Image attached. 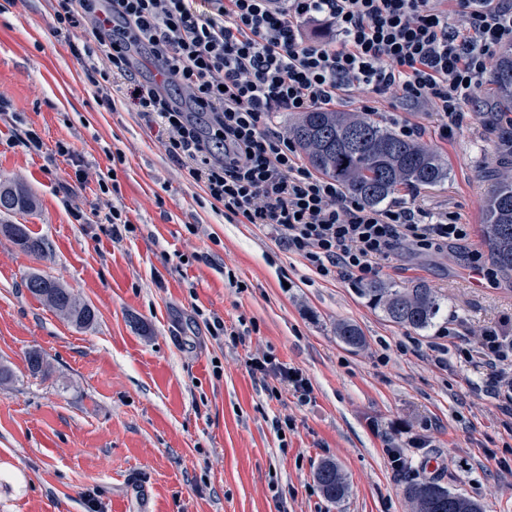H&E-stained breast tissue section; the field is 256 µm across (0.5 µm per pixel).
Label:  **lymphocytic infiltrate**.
Listing matches in <instances>:
<instances>
[{
    "mask_svg": "<svg viewBox=\"0 0 512 512\" xmlns=\"http://www.w3.org/2000/svg\"><path fill=\"white\" fill-rule=\"evenodd\" d=\"M50 0L63 29L108 39L81 58L101 101L132 97L162 126L166 154L202 186L211 205L269 226L324 279L376 276L400 246L432 250L466 241L459 215L407 202L369 206L307 168L293 142L270 130L275 112L347 101L361 111L398 99L428 105L453 136L479 112L478 91L496 48L512 40V0ZM315 24L332 31L311 40ZM164 70L178 100L137 60ZM458 358L479 369L477 388L512 418V332L492 326L470 340L452 327Z\"/></svg>",
    "mask_w": 512,
    "mask_h": 512,
    "instance_id": "obj_1",
    "label": "lymphocytic infiltrate"
}]
</instances>
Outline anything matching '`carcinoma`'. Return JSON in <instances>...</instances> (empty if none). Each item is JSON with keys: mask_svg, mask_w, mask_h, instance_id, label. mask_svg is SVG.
Returning a JSON list of instances; mask_svg holds the SVG:
<instances>
[{"mask_svg": "<svg viewBox=\"0 0 512 512\" xmlns=\"http://www.w3.org/2000/svg\"><path fill=\"white\" fill-rule=\"evenodd\" d=\"M488 85L487 109L491 112L490 131L495 137L496 166L481 170V177L491 182L483 234L492 266L503 277L512 278V125L497 121L498 116L512 113V40L500 45ZM287 135L311 168L370 206L381 205L402 190L417 192L448 179V166L432 146L396 132L367 112L317 108L295 112L288 122ZM32 208L33 200L25 190L0 184L1 210L23 212ZM0 232L25 252H42L41 242L22 224H1ZM26 288L76 325L88 326L95 320L94 309L59 287L52 277L33 274L27 279ZM361 293L393 323L416 331L430 329L442 305V296L422 282L399 288L374 281ZM336 336L348 347L364 346L361 330L352 323L337 324ZM315 477L327 501L336 504L346 497L348 485L334 461H322ZM405 495L414 512H483L480 504L425 479L408 482Z\"/></svg>", "mask_w": 512, "mask_h": 512, "instance_id": "1", "label": "carcinoma"}]
</instances>
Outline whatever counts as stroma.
<instances>
[{"label": "stroma", "instance_id": "35a3bbf8", "mask_svg": "<svg viewBox=\"0 0 512 512\" xmlns=\"http://www.w3.org/2000/svg\"><path fill=\"white\" fill-rule=\"evenodd\" d=\"M75 41L55 31L49 0L0 13V182L36 203L0 212V225H26L45 244L34 256L0 234V364L13 373L0 384V512H412L405 480L418 476L484 512H512V419L471 366L451 352L438 367L432 351L438 327L458 321L474 339L512 318V280L490 273L476 287L467 275L472 262L491 266L484 114L448 140L436 113L413 115L449 177L403 201L469 226L465 242L404 246L381 264L379 280L443 295L434 328L419 332L370 305L356 278H319L269 227L213 209L132 101L101 104ZM31 131L40 147L26 146ZM60 142L73 157L57 154ZM76 157L93 175L82 187ZM111 176L118 192L99 199L98 179ZM106 202L133 234L112 239L93 214ZM34 273L58 279L95 321L49 309L25 286ZM340 322L360 328L362 349L338 339ZM33 351L48 373L31 375ZM263 357L300 372L308 399L253 375ZM278 418L293 423L282 438ZM390 444L405 448L407 474L393 471ZM325 459L349 484L337 504L315 480Z\"/></svg>", "mask_w": 512, "mask_h": 512}]
</instances>
